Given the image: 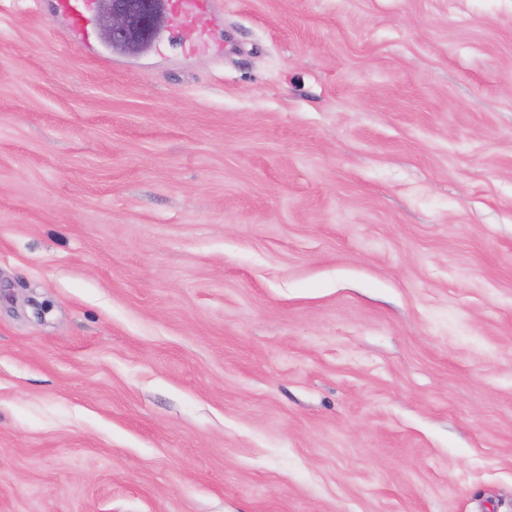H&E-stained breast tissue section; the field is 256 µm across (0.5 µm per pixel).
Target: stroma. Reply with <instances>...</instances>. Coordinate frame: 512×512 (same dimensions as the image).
Returning a JSON list of instances; mask_svg holds the SVG:
<instances>
[{"label": "stroma", "mask_w": 512, "mask_h": 512, "mask_svg": "<svg viewBox=\"0 0 512 512\" xmlns=\"http://www.w3.org/2000/svg\"><path fill=\"white\" fill-rule=\"evenodd\" d=\"M0 0V512H512V0ZM57 7L67 13L74 34L83 42L89 40L93 0H56ZM97 21L112 48L137 53L159 33L164 18L163 0H95ZM215 0H166L167 27L169 32L195 25L197 20L211 10Z\"/></svg>", "instance_id": "stroma-1"}]
</instances>
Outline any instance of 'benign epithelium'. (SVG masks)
<instances>
[{
    "label": "benign epithelium",
    "mask_w": 512,
    "mask_h": 512,
    "mask_svg": "<svg viewBox=\"0 0 512 512\" xmlns=\"http://www.w3.org/2000/svg\"><path fill=\"white\" fill-rule=\"evenodd\" d=\"M97 21L105 30V42L137 53L159 33L164 18L163 0H95Z\"/></svg>",
    "instance_id": "1"
}]
</instances>
